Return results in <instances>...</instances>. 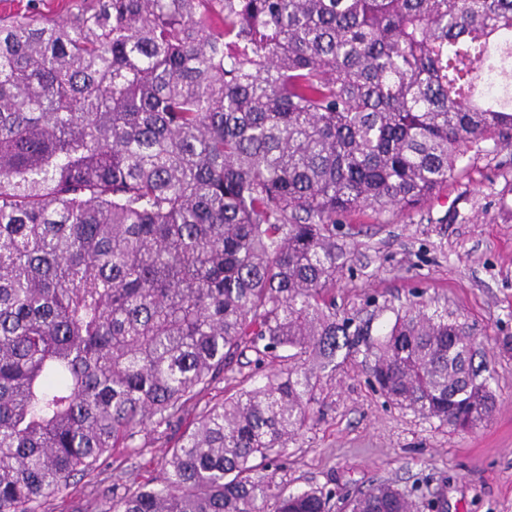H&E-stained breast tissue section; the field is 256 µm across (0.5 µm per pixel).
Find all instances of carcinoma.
Instances as JSON below:
<instances>
[{"instance_id": "1", "label": "carcinoma", "mask_w": 512, "mask_h": 512, "mask_svg": "<svg viewBox=\"0 0 512 512\" xmlns=\"http://www.w3.org/2000/svg\"><path fill=\"white\" fill-rule=\"evenodd\" d=\"M512 147V0H80L0 19V512H46L182 422L251 350L288 370L206 404L154 484L100 512H333L273 467L361 354L455 430L495 406L465 324L411 301L372 335L326 297L336 217L412 208ZM389 481L346 512H422Z\"/></svg>"}]
</instances>
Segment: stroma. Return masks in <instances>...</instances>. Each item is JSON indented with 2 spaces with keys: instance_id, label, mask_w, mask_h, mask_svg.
Here are the masks:
<instances>
[{
  "instance_id": "35a3bbf8",
  "label": "stroma",
  "mask_w": 512,
  "mask_h": 512,
  "mask_svg": "<svg viewBox=\"0 0 512 512\" xmlns=\"http://www.w3.org/2000/svg\"><path fill=\"white\" fill-rule=\"evenodd\" d=\"M336 241L348 253L330 294L339 315L392 320L409 301L448 309L470 328L492 372L496 407L488 422L462 432L387 402L361 358L325 372L321 419L285 448L276 479L288 490L334 489L345 496L375 480L428 488L437 512H512V148L493 142L471 151L465 171L416 207L342 217ZM254 352L233 362L207 392L217 403L263 385L280 360L255 366ZM165 443L142 454L117 448L54 497L51 512H92L113 479L157 476Z\"/></svg>"
}]
</instances>
